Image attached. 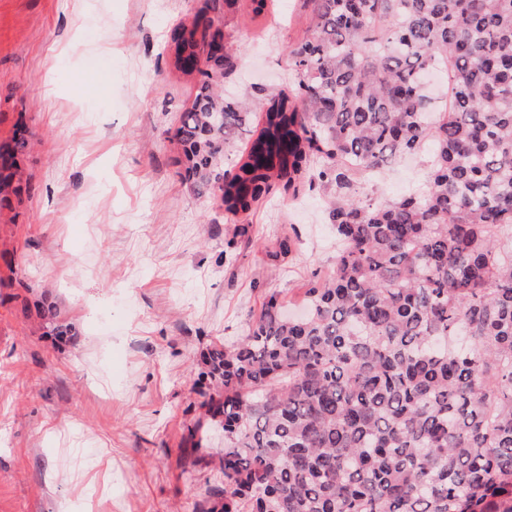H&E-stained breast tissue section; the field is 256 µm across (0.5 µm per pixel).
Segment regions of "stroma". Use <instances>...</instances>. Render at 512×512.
<instances>
[{
    "instance_id": "obj_1",
    "label": "stroma",
    "mask_w": 512,
    "mask_h": 512,
    "mask_svg": "<svg viewBox=\"0 0 512 512\" xmlns=\"http://www.w3.org/2000/svg\"><path fill=\"white\" fill-rule=\"evenodd\" d=\"M0 0V145L28 181L0 199V512H199L223 486L224 432L201 445L202 350L244 335L265 294L301 309L331 272L328 190L238 216L181 178L175 139L197 78L169 51L213 20L238 51L253 141L265 96L292 86L306 0ZM107 65L98 77L94 62ZM428 155L397 160L375 201L424 187ZM292 253L268 254L281 239Z\"/></svg>"
}]
</instances>
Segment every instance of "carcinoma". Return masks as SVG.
<instances>
[{"instance_id":"1","label":"carcinoma","mask_w":512,"mask_h":512,"mask_svg":"<svg viewBox=\"0 0 512 512\" xmlns=\"http://www.w3.org/2000/svg\"><path fill=\"white\" fill-rule=\"evenodd\" d=\"M288 93L252 120L219 91L236 52L188 62L211 25L180 24L198 76L176 138L184 180L247 212L305 177L333 190L332 273L304 315L265 297L239 341L203 356L224 486L201 512H512V0H307ZM448 70L436 112L424 75ZM428 150L427 190L374 203L375 170ZM16 164L0 194L21 193Z\"/></svg>"}]
</instances>
